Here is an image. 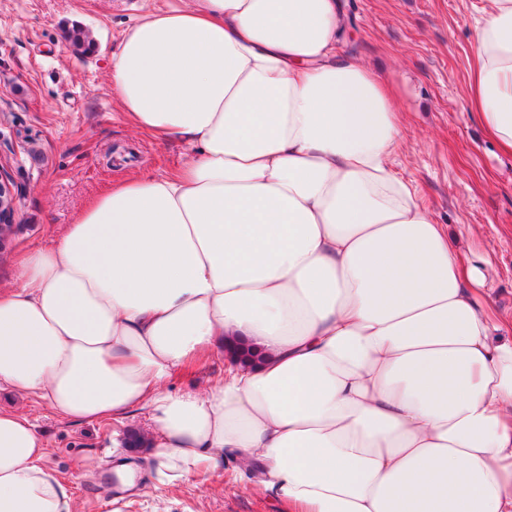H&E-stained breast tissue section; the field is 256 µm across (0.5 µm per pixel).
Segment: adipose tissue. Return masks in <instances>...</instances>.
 I'll return each instance as SVG.
<instances>
[{
    "label": "adipose tissue",
    "mask_w": 512,
    "mask_h": 512,
    "mask_svg": "<svg viewBox=\"0 0 512 512\" xmlns=\"http://www.w3.org/2000/svg\"><path fill=\"white\" fill-rule=\"evenodd\" d=\"M339 0H170L112 53L127 122L191 160L91 199L0 293V386L78 422L146 417L156 484L223 473L288 512H512V318L394 169L405 104L340 52ZM469 104L512 152V0ZM205 391L167 381L231 342ZM0 410V512H73Z\"/></svg>",
    "instance_id": "adipose-tissue-1"
}]
</instances>
